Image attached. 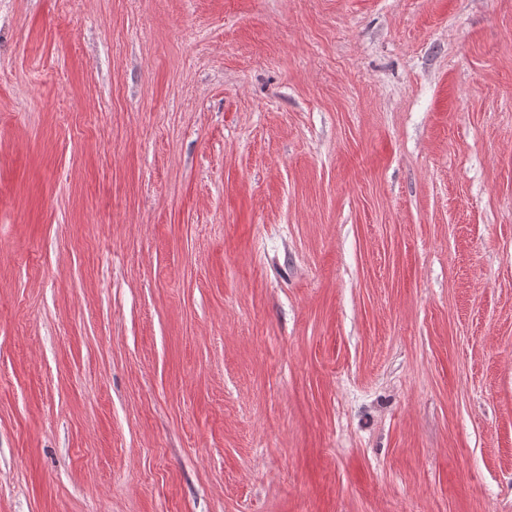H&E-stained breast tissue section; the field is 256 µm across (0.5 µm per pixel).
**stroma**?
Masks as SVG:
<instances>
[{
    "instance_id": "35a3bbf8",
    "label": "stroma",
    "mask_w": 512,
    "mask_h": 512,
    "mask_svg": "<svg viewBox=\"0 0 512 512\" xmlns=\"http://www.w3.org/2000/svg\"><path fill=\"white\" fill-rule=\"evenodd\" d=\"M0 512H512V0H0Z\"/></svg>"
}]
</instances>
